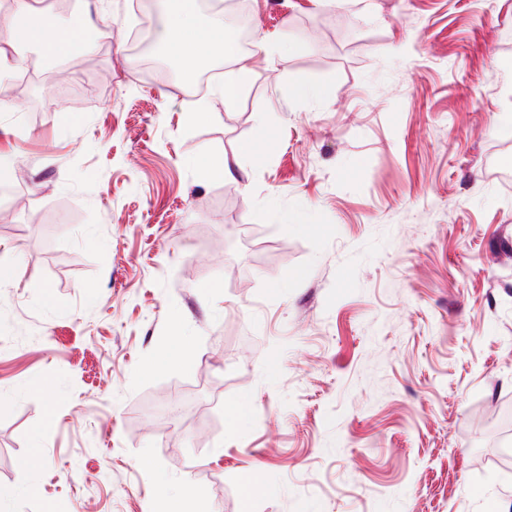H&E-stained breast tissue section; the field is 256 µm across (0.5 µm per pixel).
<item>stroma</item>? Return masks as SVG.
Segmentation results:
<instances>
[{"instance_id":"obj_1","label":"stroma","mask_w":512,"mask_h":512,"mask_svg":"<svg viewBox=\"0 0 512 512\" xmlns=\"http://www.w3.org/2000/svg\"><path fill=\"white\" fill-rule=\"evenodd\" d=\"M128 2L0 73V512H512V0H247L229 105Z\"/></svg>"}]
</instances>
